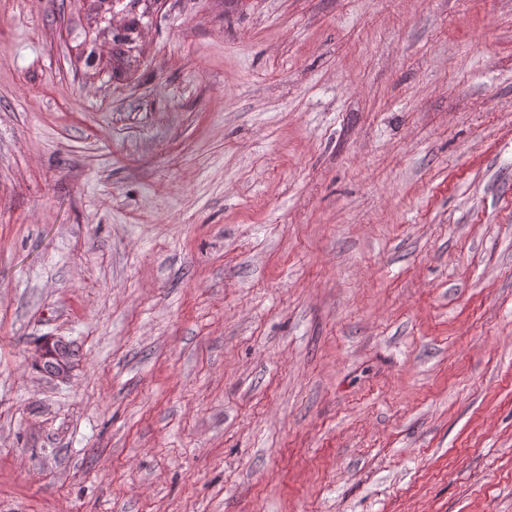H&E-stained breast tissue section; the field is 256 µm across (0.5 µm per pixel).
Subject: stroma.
<instances>
[{
  "label": "stroma",
  "mask_w": 512,
  "mask_h": 512,
  "mask_svg": "<svg viewBox=\"0 0 512 512\" xmlns=\"http://www.w3.org/2000/svg\"><path fill=\"white\" fill-rule=\"evenodd\" d=\"M0 512H512V0H0ZM63 343L62 340L58 339L45 342L39 352V367L51 371L53 366L59 365L60 371H57L58 376H63L66 370L62 358Z\"/></svg>",
  "instance_id": "1"
}]
</instances>
